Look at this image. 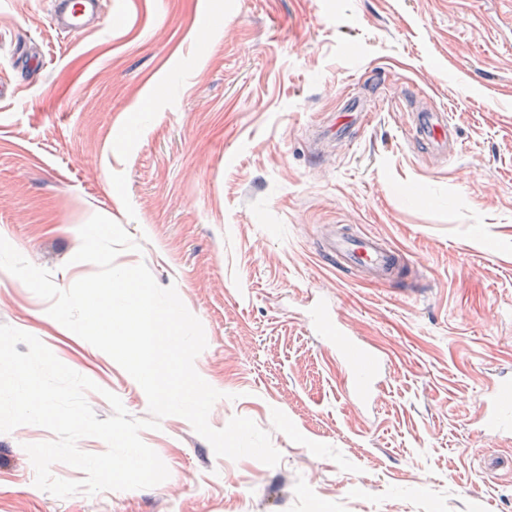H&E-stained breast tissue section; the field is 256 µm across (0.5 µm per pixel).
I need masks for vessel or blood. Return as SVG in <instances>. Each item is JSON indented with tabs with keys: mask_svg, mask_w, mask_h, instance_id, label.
Here are the masks:
<instances>
[{
	"mask_svg": "<svg viewBox=\"0 0 512 512\" xmlns=\"http://www.w3.org/2000/svg\"><path fill=\"white\" fill-rule=\"evenodd\" d=\"M52 18L63 30H83L100 10L99 0H52ZM456 128L446 113L421 112L415 120L414 136L425 147L446 148ZM323 256L337 268L358 271L369 284L392 281L406 266L405 254L372 233H332L321 245ZM329 344L344 369L345 390L354 399L372 403L380 384L382 358L365 343L337 328ZM484 415L477 426L482 435L512 433V381L501 380L489 385L481 395Z\"/></svg>",
	"mask_w": 512,
	"mask_h": 512,
	"instance_id": "1",
	"label": "vessel or blood"
}]
</instances>
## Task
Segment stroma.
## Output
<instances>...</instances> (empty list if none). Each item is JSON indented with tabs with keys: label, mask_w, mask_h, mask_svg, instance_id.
I'll list each match as a JSON object with an SVG mask.
<instances>
[{
	"label": "stroma",
	"mask_w": 512,
	"mask_h": 512,
	"mask_svg": "<svg viewBox=\"0 0 512 512\" xmlns=\"http://www.w3.org/2000/svg\"><path fill=\"white\" fill-rule=\"evenodd\" d=\"M66 36L49 0H0V237L62 289L96 213L202 323L197 373L269 432L273 467L217 456L183 417L142 440L161 484L60 499L0 433V512H512V438L480 437V394L512 375V0H102ZM44 61L22 68L24 56ZM375 104L343 139L335 114ZM447 111L459 143L408 138ZM403 250L368 284L319 253L338 225ZM387 358L372 406L351 402L310 298ZM0 270V324L40 339L149 418L141 386Z\"/></svg>",
	"instance_id": "35a3bbf8"
}]
</instances>
